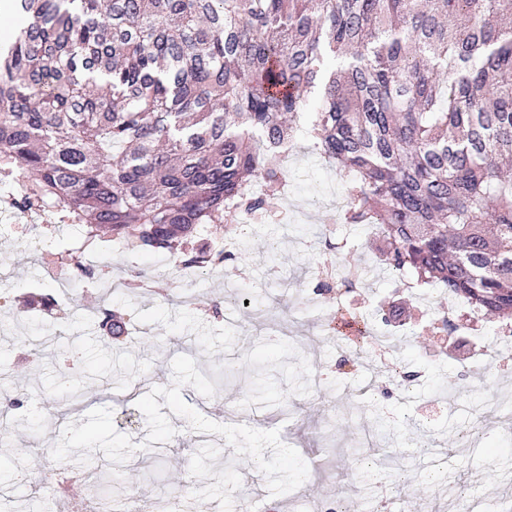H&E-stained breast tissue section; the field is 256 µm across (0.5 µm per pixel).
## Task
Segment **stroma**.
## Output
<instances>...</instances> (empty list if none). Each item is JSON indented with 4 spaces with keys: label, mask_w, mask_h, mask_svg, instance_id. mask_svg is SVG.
I'll list each match as a JSON object with an SVG mask.
<instances>
[{
    "label": "stroma",
    "mask_w": 512,
    "mask_h": 512,
    "mask_svg": "<svg viewBox=\"0 0 512 512\" xmlns=\"http://www.w3.org/2000/svg\"><path fill=\"white\" fill-rule=\"evenodd\" d=\"M287 170L288 193L272 202L278 223L212 224L166 256L94 244L88 260L97 271L129 283L112 298L117 317L131 324L126 338L88 331L77 318L102 299L57 245L75 237L73 227L33 212L0 214V225L15 227L12 236L0 237V267L16 281L0 315V365L11 397L41 421L35 432L22 424L7 432L21 443L10 464L0 465V512H43L41 498L13 479L12 466L38 478L91 459L111 466L113 497L132 493L159 507L181 495L210 512H244L249 502L260 512H316L339 490L348 502L374 500L389 512L402 495L443 512L447 503L435 492L463 482L482 493L512 487V425L481 412L486 395L512 390V368L490 369L477 392L455 401L447 388L471 384V359L496 342L500 323L481 320L476 339L462 346L437 334L427 315L433 306L457 317L459 304L435 288H399L385 269L340 300L314 294L312 283L325 268L374 255L367 229L340 222V179L318 154L299 145ZM215 238L229 244L234 260L219 277L200 275L182 299L170 263ZM272 242L278 245L273 259L266 252ZM61 280L70 285L67 304L45 313L41 302L57 298ZM229 280L262 302L263 312L236 308L230 298L216 303ZM390 303L405 313L385 373L418 378L411 397L392 387L361 397L347 389L338 364L367 350L369 334L383 328L376 310ZM340 312L357 317L365 335L330 343L326 332ZM275 330L291 331L288 348L266 346ZM256 362L269 371L263 389L251 382ZM227 363L237 370L235 387L208 388L205 372ZM90 374L97 380L84 406L69 410L54 390L56 380ZM289 405L293 413L281 416ZM342 418L349 431L339 435L334 426ZM476 423L485 430L479 447L465 458L444 453L449 439ZM164 460L178 462V485L127 483L133 470L152 471Z\"/></svg>",
    "instance_id": "35a3bbf8"
}]
</instances>
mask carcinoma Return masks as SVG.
Listing matches in <instances>:
<instances>
[{"mask_svg": "<svg viewBox=\"0 0 512 512\" xmlns=\"http://www.w3.org/2000/svg\"><path fill=\"white\" fill-rule=\"evenodd\" d=\"M0 175L83 245L271 217L277 147L336 169L399 282L512 326V0H10ZM218 367L211 383L234 385Z\"/></svg>", "mask_w": 512, "mask_h": 512, "instance_id": "obj_1", "label": "carcinoma"}]
</instances>
